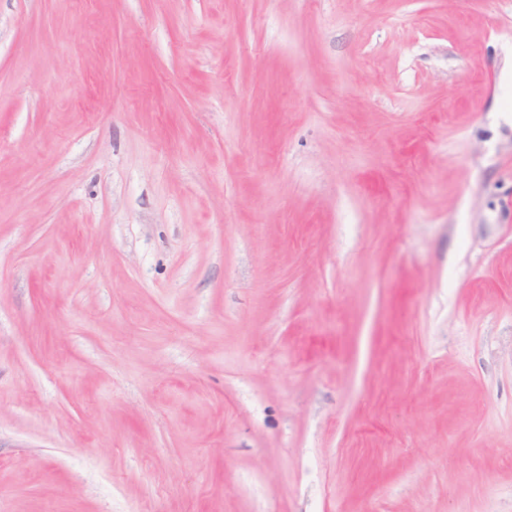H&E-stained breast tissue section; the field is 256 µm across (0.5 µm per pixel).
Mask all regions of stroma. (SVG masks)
Wrapping results in <instances>:
<instances>
[{"label": "stroma", "mask_w": 512, "mask_h": 512, "mask_svg": "<svg viewBox=\"0 0 512 512\" xmlns=\"http://www.w3.org/2000/svg\"><path fill=\"white\" fill-rule=\"evenodd\" d=\"M0 512H512V0H0Z\"/></svg>", "instance_id": "35a3bbf8"}]
</instances>
